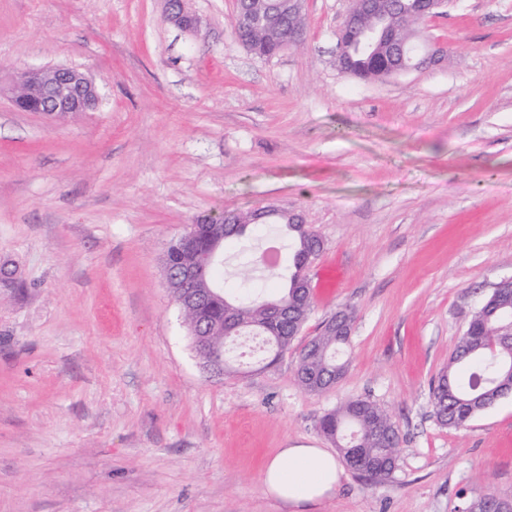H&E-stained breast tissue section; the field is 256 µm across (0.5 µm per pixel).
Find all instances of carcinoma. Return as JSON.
I'll list each match as a JSON object with an SVG mask.
<instances>
[{"mask_svg":"<svg viewBox=\"0 0 512 512\" xmlns=\"http://www.w3.org/2000/svg\"><path fill=\"white\" fill-rule=\"evenodd\" d=\"M240 8L248 13L265 10L278 18V24L246 36L245 44L250 51L259 57H271L288 49L285 32L296 22V17L288 13V4L282 0H241ZM418 8L419 0H375L374 12L380 21L402 11L396 29H387V41L398 43L415 38V26L422 22ZM410 64L409 56L401 58L386 52L379 57L353 48L342 72L371 79L386 75L391 68ZM226 219L233 224L224 231L226 240L244 237L253 223L250 213H230ZM271 223L284 227L293 240L294 272L276 297L257 293L244 301L227 296L223 268L218 263L193 283L189 294L174 284L169 287L184 313L191 343L204 367L213 365L225 353L227 337L243 334L260 337L265 342L262 367L274 365L288 351L310 312V305L298 288L297 269L317 242L297 224L279 218ZM195 261L196 252L176 244L170 246L163 259L167 266H189ZM504 323L503 316L487 306L481 307L470 320L448 366L432 387L435 414L441 426H466L499 391L512 385V344L498 340ZM347 340L348 337L324 328L308 341L300 352L296 369V381L304 391L318 394L336 385L345 370L339 351ZM319 429L336 444L352 472L372 481L385 480L394 473L399 429L376 402L366 398L347 400L322 416Z\"/></svg>","mask_w":512,"mask_h":512,"instance_id":"1","label":"carcinoma"}]
</instances>
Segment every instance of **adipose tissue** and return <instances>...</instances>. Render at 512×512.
<instances>
[{
  "mask_svg": "<svg viewBox=\"0 0 512 512\" xmlns=\"http://www.w3.org/2000/svg\"><path fill=\"white\" fill-rule=\"evenodd\" d=\"M341 474L336 457L329 451L294 446L281 449L269 461L262 484L267 493L303 510L330 494Z\"/></svg>",
  "mask_w": 512,
  "mask_h": 512,
  "instance_id": "1",
  "label": "adipose tissue"
}]
</instances>
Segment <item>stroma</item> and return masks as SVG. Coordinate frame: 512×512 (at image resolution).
Listing matches in <instances>:
<instances>
[{
    "label": "stroma",
    "mask_w": 512,
    "mask_h": 512,
    "mask_svg": "<svg viewBox=\"0 0 512 512\" xmlns=\"http://www.w3.org/2000/svg\"><path fill=\"white\" fill-rule=\"evenodd\" d=\"M0 0V512H296L263 491L280 449L333 450L320 418L367 397L400 433L382 482L344 471L309 512H459L512 503V396L442 427L431 384L495 284L512 277V0H449L421 37L436 65L360 80L336 66L350 0H304V34L263 58L234 0ZM73 67L97 109L19 110L20 70ZM267 206L321 242L288 352L205 371L162 266L189 225ZM268 224L224 248L231 293L260 272ZM351 311L346 371L294 378ZM168 12L167 20L175 26L184 30H194L199 26V18L192 12L186 10L184 1L182 0H167ZM326 325L335 328L340 336L324 328L308 341L299 355L296 381L308 393H323L336 385L344 374L345 366L338 354L350 331H346L343 314L336 315Z\"/></svg>",
    "instance_id": "stroma-1"
}]
</instances>
